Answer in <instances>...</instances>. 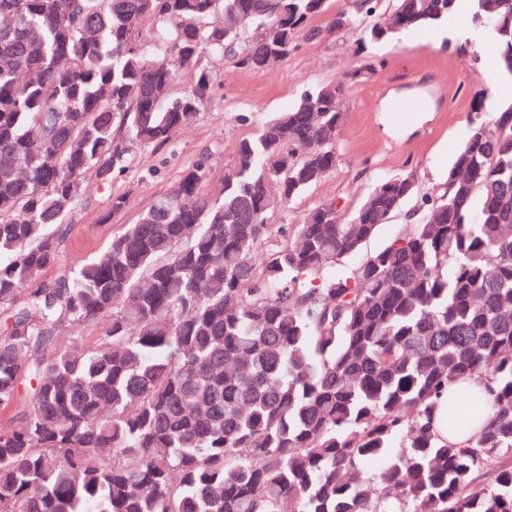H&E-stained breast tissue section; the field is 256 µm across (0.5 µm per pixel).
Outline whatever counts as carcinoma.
<instances>
[{
    "label": "carcinoma",
    "instance_id": "1",
    "mask_svg": "<svg viewBox=\"0 0 512 512\" xmlns=\"http://www.w3.org/2000/svg\"><path fill=\"white\" fill-rule=\"evenodd\" d=\"M329 2L0 0V512H512V103L474 111L433 192L401 174L285 235L272 215L338 159L345 85H317L220 188L202 159L63 260L86 172L112 184L208 105L218 67L288 58ZM459 2L382 19L422 31ZM472 2L512 75V0ZM377 5L343 0L326 32L391 38ZM474 375L491 414L457 445L437 399ZM414 203H415L414 200L408 202L406 204L404 210L400 214L393 217L388 223L382 224L380 226L376 236L368 245V248L373 249V248L379 247L382 244H384L385 242H387L388 240L392 239L394 236H396L401 228V225L405 223V217H404L405 212L408 209L413 208Z\"/></svg>",
    "mask_w": 512,
    "mask_h": 512
}]
</instances>
